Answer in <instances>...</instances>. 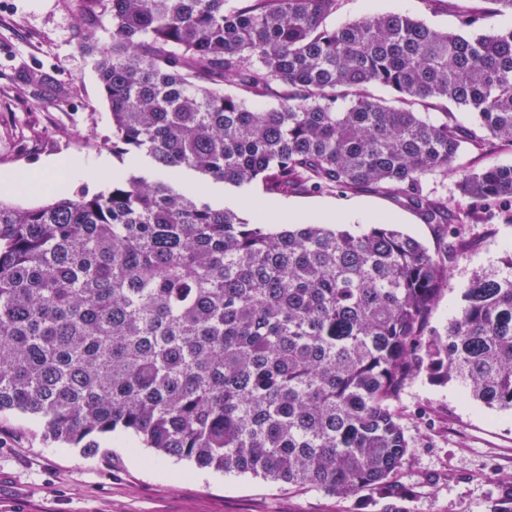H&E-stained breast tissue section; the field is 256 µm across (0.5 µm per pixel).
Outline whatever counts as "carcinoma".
<instances>
[{
  "label": "carcinoma",
  "mask_w": 512,
  "mask_h": 512,
  "mask_svg": "<svg viewBox=\"0 0 512 512\" xmlns=\"http://www.w3.org/2000/svg\"><path fill=\"white\" fill-rule=\"evenodd\" d=\"M483 2L440 30L398 12L336 25L341 0H77L120 166L92 196L0 201V415L88 454L126 432L200 469L411 512L403 388L424 374L512 410V253L430 325L467 239L422 179L456 176L473 224L512 219V165L456 164L512 147V0ZM23 79L40 104L64 98L48 73ZM434 101L456 111H416ZM141 154L154 177L123 167ZM184 170L273 197L373 188L448 243L380 220L276 231L176 183ZM488 512H512V482ZM456 163L472 171H479L491 164L512 165V149L496 146L483 154L467 150L459 156Z\"/></svg>",
  "instance_id": "carcinoma-1"
}]
</instances>
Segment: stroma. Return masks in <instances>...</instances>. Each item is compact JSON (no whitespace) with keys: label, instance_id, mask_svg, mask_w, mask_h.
<instances>
[{"label":"stroma","instance_id":"35a3bbf8","mask_svg":"<svg viewBox=\"0 0 512 512\" xmlns=\"http://www.w3.org/2000/svg\"><path fill=\"white\" fill-rule=\"evenodd\" d=\"M401 12L439 28L454 27L448 0H342L336 23L365 13ZM71 0H0V172H31L53 160L93 161L108 152L109 103L90 57L76 36ZM41 70L67 87L57 105L36 104L22 75ZM269 222H330L353 231L367 219L392 220L430 250L443 230L371 189L298 193L268 199ZM464 260L431 316L443 327L461 306V290L477 271L501 266L512 248V224H469ZM412 443L397 480L413 512H486L503 481L512 479V412L470 401L453 383L419 377L397 401ZM120 433L97 454L43 441L29 417L0 418V512H382L367 494L338 500L307 486L298 490L249 475L200 470L185 460L158 459Z\"/></svg>","mask_w":512,"mask_h":512}]
</instances>
